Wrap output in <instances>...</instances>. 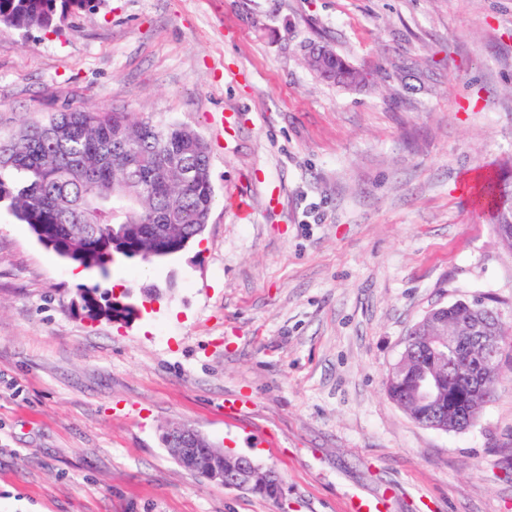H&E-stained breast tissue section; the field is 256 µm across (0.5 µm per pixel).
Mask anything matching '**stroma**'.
I'll return each mask as SVG.
<instances>
[{
  "label": "stroma",
  "mask_w": 512,
  "mask_h": 512,
  "mask_svg": "<svg viewBox=\"0 0 512 512\" xmlns=\"http://www.w3.org/2000/svg\"><path fill=\"white\" fill-rule=\"evenodd\" d=\"M311 43L371 84L320 80ZM112 107L199 131L215 202L182 252L106 278L0 207V512H512V358L459 433L385 391L430 310L512 315L471 183L512 195V0H101L56 33L0 26V134ZM146 285L130 322L74 310ZM184 422L280 495L180 466L162 435Z\"/></svg>",
  "instance_id": "stroma-1"
}]
</instances>
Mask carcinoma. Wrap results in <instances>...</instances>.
<instances>
[{"label": "carcinoma", "instance_id": "carcinoma-1", "mask_svg": "<svg viewBox=\"0 0 512 512\" xmlns=\"http://www.w3.org/2000/svg\"><path fill=\"white\" fill-rule=\"evenodd\" d=\"M95 0H0V24L29 34L58 32L95 9ZM331 70L361 86L368 75L325 47ZM204 136L177 123L158 125L116 109L66 110L0 136V204L60 257L106 278L115 262L112 233L126 230L128 259L150 262L184 250L204 230L214 200ZM497 216L493 229L512 248V203L485 183ZM90 320H112L107 293L80 307ZM431 365L411 351L387 396L415 410L413 381Z\"/></svg>", "mask_w": 512, "mask_h": 512}]
</instances>
